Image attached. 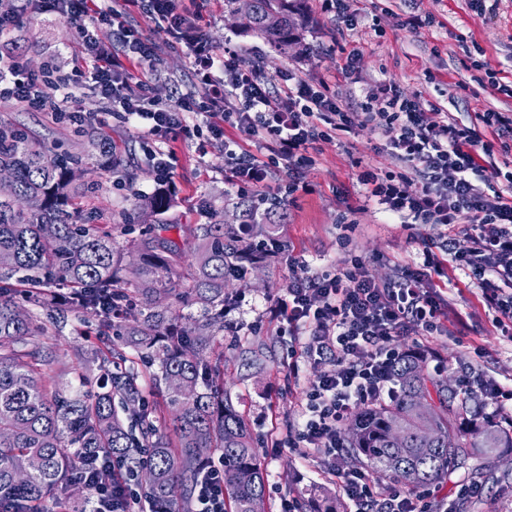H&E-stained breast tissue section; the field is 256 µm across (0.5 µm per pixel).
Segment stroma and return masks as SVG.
Wrapping results in <instances>:
<instances>
[{
  "instance_id": "1",
  "label": "stroma",
  "mask_w": 512,
  "mask_h": 512,
  "mask_svg": "<svg viewBox=\"0 0 512 512\" xmlns=\"http://www.w3.org/2000/svg\"><path fill=\"white\" fill-rule=\"evenodd\" d=\"M174 3L178 11L199 16L216 52H223L228 43L236 46L241 67H261L271 80L290 69L309 81H329L344 100L385 80L407 93L421 94L466 124L488 109L512 113V98L498 94L486 83L483 72L469 67V54L478 45L493 67L512 73V0H501L496 14L486 17L471 10L470 0H345L347 12L358 20L352 31L324 13L321 0H307L302 40L284 54L237 26L225 12L224 0ZM412 12L432 16L436 26L411 30L404 20ZM23 44L28 67L34 71L50 63L64 72L84 64L74 26L56 14L29 15ZM352 51L359 55L354 77L343 69ZM188 54L186 46H164V72L153 84L155 97L168 100L188 92L200 100L206 97V89L195 83ZM68 93L85 110L99 113L101 120L95 129L107 136L117 153L115 171L93 168L88 173L99 183L91 207L108 218L128 207L132 192L153 194L154 171L134 130L113 116L111 105L99 100L91 83L71 86ZM0 121L23 124L40 143L91 148L87 137L57 123L50 114L10 100H0ZM352 121L354 136L320 142L313 150L316 163L304 173L309 191L297 192L277 205V212L285 216L289 249L269 255L246 281L231 287L233 304L224 311L226 328L216 338L224 355V388L247 419L262 464L265 512H277L281 499L288 496L315 512V492L336 489L322 455L294 444L301 425L299 411L320 367L304 360L290 365L289 343L278 335V322L267 317V306L300 275L301 263L331 271L358 256L373 277L387 281L399 269L422 262L424 246L439 237L433 225L396 224L374 206L362 212L347 209L344 196L352 191L361 167L378 172L394 167L391 156L378 147L364 114L354 113ZM228 138L240 143L246 140L234 129L227 130ZM225 139L173 145L176 222L166 236L182 248L184 259L176 275L182 284L189 281L193 270L196 226L208 223L210 214L217 212L223 214L225 223L234 221L237 195L224 182ZM443 295L466 322L449 324L447 334L430 339L434 354L419 357L422 372L433 375L435 359L441 356L452 366L444 374L452 388H459L461 372L467 368L504 384L511 381L512 330L494 325L478 288L465 287L462 274L450 272ZM97 329L94 314L68 310L57 327L33 338V345L56 357L55 368L44 375L50 387L69 396L80 391L89 369L86 358L100 344ZM482 466L479 494L460 502L461 512H512V449H498L483 458Z\"/></svg>"
}]
</instances>
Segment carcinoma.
Masks as SVG:
<instances>
[{
  "label": "carcinoma",
  "mask_w": 512,
  "mask_h": 512,
  "mask_svg": "<svg viewBox=\"0 0 512 512\" xmlns=\"http://www.w3.org/2000/svg\"><path fill=\"white\" fill-rule=\"evenodd\" d=\"M304 0H252L243 23L282 54L301 40L294 16ZM91 155L33 142L26 128L0 121V172L11 177L0 192V512H41L51 496L79 485L73 469L95 464L99 451L140 463L138 480L155 509L183 512L209 455L224 459V494L232 512H265L266 486L248 422L224 393V366L207 359L224 330L226 288L246 280L263 261L265 247L282 249L280 224H266L245 198L237 224L212 218L196 228L198 253L192 285L172 280L182 256L154 233L172 224L173 203L154 194L136 196L121 214L122 231L148 228L121 245L112 225L87 207L85 176ZM192 296L200 318L192 327L157 306L158 300ZM92 310L103 330L151 351L155 381L170 409L162 429L144 401L138 373L112 367V348L95 354L96 389L67 397L51 391L43 369L50 354L25 349L56 320L58 299ZM126 315L112 319V308ZM394 400L358 410L349 444L351 462L384 470L410 487H424L469 459L512 448V428L483 422L466 427L467 399L432 378L414 361L399 367Z\"/></svg>",
  "instance_id": "1"
}]
</instances>
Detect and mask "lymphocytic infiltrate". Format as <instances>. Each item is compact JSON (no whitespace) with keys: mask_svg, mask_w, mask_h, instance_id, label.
<instances>
[{"mask_svg":"<svg viewBox=\"0 0 512 512\" xmlns=\"http://www.w3.org/2000/svg\"><path fill=\"white\" fill-rule=\"evenodd\" d=\"M24 10L53 12L77 23L82 56L91 65L89 78L101 99L144 140L160 186H171L176 156L171 143L226 128L244 133L248 146L227 150V181L242 194L264 187L272 162H284L292 177L281 194L293 196L306 184L303 169L313 165L310 150L317 141L352 132L350 105L326 81L310 82L287 70L266 80L260 68H242L238 51L223 54L209 47L196 21L175 15L171 0H20ZM150 17L173 44H188L195 79L207 87L206 105L191 97L162 101L150 94V83L136 80V70L158 75L159 47L132 25L134 16ZM111 27L118 51L102 49L98 25ZM77 81L57 69L31 71L24 57L0 59V97L73 125L92 122L84 111L57 93ZM361 107L396 169L376 173L365 169L357 182L364 202L402 224L440 226L443 258L425 252L415 269L398 271L387 282L368 274L360 260L336 272L304 271L283 297L268 308L281 335L305 331L303 359L322 364L310 385L301 411L297 440L324 455L349 512H430L411 490L381 492L362 467L341 468L336 456L344 446L340 428L353 408L372 407L397 392L395 368L408 355L401 342L439 335L445 322L461 320L435 284L445 268L476 280L483 304L496 325L512 324V113H478L477 125H465L444 112H430L420 95L382 82L364 92ZM504 163H497V156ZM419 181L409 193L410 181ZM468 240L460 248V240ZM465 388L479 387L484 419L512 413V386L479 375H463ZM104 471L77 477L91 491L87 512H142L132 487L131 470L111 456ZM196 512H227L224 466L208 464L193 491Z\"/></svg>","mask_w":512,"mask_h":512,"instance_id":"f902f5d3","label":"lymphocytic infiltrate"}]
</instances>
